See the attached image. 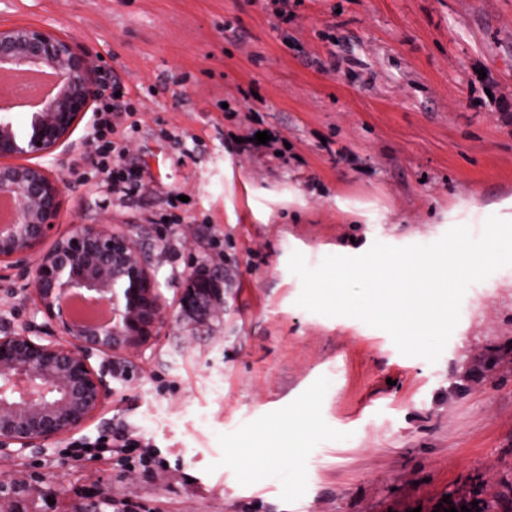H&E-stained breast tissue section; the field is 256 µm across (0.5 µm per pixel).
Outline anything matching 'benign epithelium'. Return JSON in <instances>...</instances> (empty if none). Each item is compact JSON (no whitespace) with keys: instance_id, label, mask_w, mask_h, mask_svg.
Returning <instances> with one entry per match:
<instances>
[{"instance_id":"benign-epithelium-1","label":"benign epithelium","mask_w":512,"mask_h":512,"mask_svg":"<svg viewBox=\"0 0 512 512\" xmlns=\"http://www.w3.org/2000/svg\"><path fill=\"white\" fill-rule=\"evenodd\" d=\"M45 73L49 93L20 129L11 112L0 113V198L15 213L0 223V266L37 255L33 288L39 311L57 334L0 336V447L43 445L87 422L110 397L90 355L116 360L155 335L165 319L157 281L125 227L75 224L41 254L55 229L64 181L33 158L67 144L96 101L97 69L70 37L48 26L0 25V73ZM197 276L187 278L180 304L198 303ZM83 295L103 303L105 322H78L68 307Z\"/></svg>"}]
</instances>
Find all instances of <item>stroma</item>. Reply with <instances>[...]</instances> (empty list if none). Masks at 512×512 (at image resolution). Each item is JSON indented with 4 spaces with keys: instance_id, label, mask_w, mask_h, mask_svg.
Listing matches in <instances>:
<instances>
[{
    "instance_id": "stroma-1",
    "label": "stroma",
    "mask_w": 512,
    "mask_h": 512,
    "mask_svg": "<svg viewBox=\"0 0 512 512\" xmlns=\"http://www.w3.org/2000/svg\"><path fill=\"white\" fill-rule=\"evenodd\" d=\"M0 0V24H50L101 67L122 117L112 191L88 112L50 162L72 222L131 227L168 316L112 391L52 443L0 449V512H512V266L467 289L436 362L362 321L300 308L309 266L381 242L481 235L512 202V0ZM268 132V143L254 136ZM35 264L0 270V333L51 335ZM222 275L224 309L184 311L187 276ZM313 403L318 434L288 483L230 455ZM151 447L88 462L70 444Z\"/></svg>"
}]
</instances>
